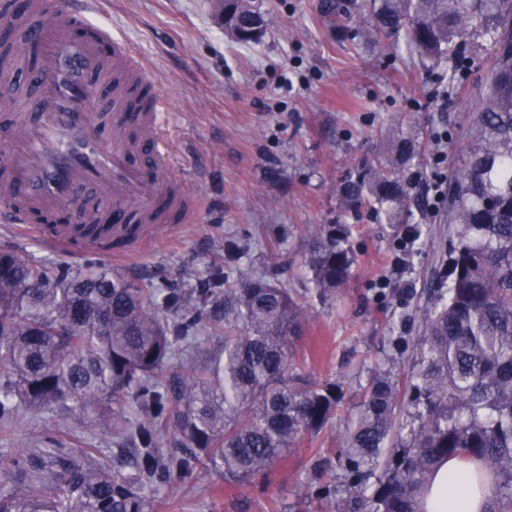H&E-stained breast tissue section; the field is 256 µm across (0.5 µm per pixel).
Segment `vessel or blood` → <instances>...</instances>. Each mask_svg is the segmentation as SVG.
Masks as SVG:
<instances>
[{"label":"vessel or blood","mask_w":512,"mask_h":512,"mask_svg":"<svg viewBox=\"0 0 512 512\" xmlns=\"http://www.w3.org/2000/svg\"><path fill=\"white\" fill-rule=\"evenodd\" d=\"M104 0H79L64 11L57 0H27L29 38L39 64L40 113L5 112L9 138L0 148V222L49 238L62 253L121 257L150 237L154 225L185 222L191 198L173 165L155 81L134 51L94 22ZM100 190L77 199L75 189ZM80 212L98 225L79 238L58 216Z\"/></svg>","instance_id":"b4317fda"}]
</instances>
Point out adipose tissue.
<instances>
[{"label":"adipose tissue","mask_w":512,"mask_h":512,"mask_svg":"<svg viewBox=\"0 0 512 512\" xmlns=\"http://www.w3.org/2000/svg\"><path fill=\"white\" fill-rule=\"evenodd\" d=\"M469 464L449 461L437 475L429 497L428 512H484L488 487L465 481Z\"/></svg>","instance_id":"1"}]
</instances>
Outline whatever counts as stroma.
<instances>
[{"label": "stroma", "mask_w": 512, "mask_h": 512, "mask_svg": "<svg viewBox=\"0 0 512 512\" xmlns=\"http://www.w3.org/2000/svg\"><path fill=\"white\" fill-rule=\"evenodd\" d=\"M322 2L255 0L266 34L241 44L225 36L213 0H107L103 22L157 79L168 146L185 169L195 209L132 258L81 250L77 261L155 277L160 289L184 288L236 246V260L224 266L229 283L265 271L297 296L305 315L293 353L311 378L350 391L341 413L270 470L239 485L200 472L156 494L147 512H337L315 490L340 470L355 392L381 360L408 375L441 285L451 229L444 211L415 206L404 224L357 220L337 186L398 131L459 133L475 110L472 87L482 71L450 90L441 67L406 40L367 47L354 36L356 23L337 30ZM314 224L354 227L353 275L327 302L309 293L303 267V239ZM50 428L63 431L67 447L92 449L97 465H118L115 440L36 413L0 436V459Z\"/></svg>", "instance_id": "obj_1"}]
</instances>
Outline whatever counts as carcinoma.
<instances>
[{
	"mask_svg": "<svg viewBox=\"0 0 512 512\" xmlns=\"http://www.w3.org/2000/svg\"><path fill=\"white\" fill-rule=\"evenodd\" d=\"M338 16L366 18L361 37L403 31L426 59L465 70L486 50L478 105L454 149L448 178V288L434 298L406 383L409 427L396 423L397 369L377 366L362 387L346 436L344 512H426L448 460L491 477L484 512H512V0H345ZM224 31L239 42L264 34L253 0H224ZM3 53L31 69L29 47ZM420 136L394 138L337 187L344 207L388 224L409 210V166ZM349 224L308 229L310 292L335 295L356 264ZM169 288L93 263L38 264L0 250V432L26 412L62 414L135 449V472L90 462L48 432L0 469V512H146L149 498L200 470L244 482L270 468L336 412L341 385L310 378L290 339L303 308L259 273L224 287ZM223 322L237 326L224 349L183 375L168 373L181 344Z\"/></svg>",
	"mask_w": 512,
	"mask_h": 512,
	"instance_id": "1",
	"label": "carcinoma"
}]
</instances>
